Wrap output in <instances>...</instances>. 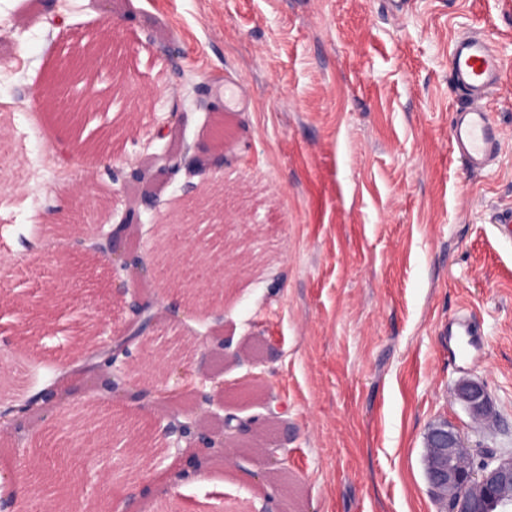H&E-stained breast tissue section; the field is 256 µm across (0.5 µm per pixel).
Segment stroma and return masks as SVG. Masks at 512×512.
<instances>
[{
    "label": "stroma",
    "instance_id": "1",
    "mask_svg": "<svg viewBox=\"0 0 512 512\" xmlns=\"http://www.w3.org/2000/svg\"><path fill=\"white\" fill-rule=\"evenodd\" d=\"M107 16L129 83L100 68L96 105L62 144L30 91ZM152 30L177 44L176 60ZM468 31L506 65L484 101L500 149L481 171L450 138V43ZM214 103L237 125L224 167L235 221L189 223L204 192L180 173L138 244L148 256L219 241L250 261L209 311L165 279L150 286L176 318L127 359L149 394L120 411L151 428L125 471L140 512H444L424 471L431 424L512 451V223L496 221L512 212V0H404L399 12L388 0H0V407L29 395L27 365L82 366L124 324L106 262L73 245L120 219L132 166L208 133ZM174 112L183 125L169 124ZM45 215L44 240H21ZM462 311L484 333L475 363L448 357V320ZM212 329L260 358L221 366L231 413L280 427L245 443L234 467L215 460L177 483L193 451L163 429L194 388L192 341ZM162 350L182 356L181 371L155 372ZM463 378L485 384L489 419L456 398ZM75 441L45 425L0 439V471L15 466L14 444L38 443L76 491L104 488L121 444L107 435L74 454ZM274 443L268 467L260 451Z\"/></svg>",
    "mask_w": 512,
    "mask_h": 512
}]
</instances>
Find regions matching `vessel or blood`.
<instances>
[{
    "mask_svg": "<svg viewBox=\"0 0 512 512\" xmlns=\"http://www.w3.org/2000/svg\"><path fill=\"white\" fill-rule=\"evenodd\" d=\"M448 69L460 97L454 109L451 139L470 168H483L497 155L500 139L497 126L482 101L500 84L504 60L482 35L460 34L452 43ZM448 327L464 338L458 347L461 357L480 353L482 332L466 314L449 319Z\"/></svg>",
    "mask_w": 512,
    "mask_h": 512,
    "instance_id": "obj_1",
    "label": "vessel or blood"
}]
</instances>
